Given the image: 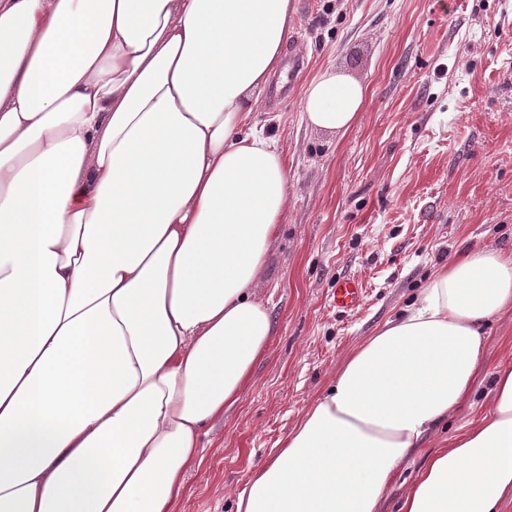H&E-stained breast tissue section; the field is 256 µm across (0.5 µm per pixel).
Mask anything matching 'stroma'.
I'll list each match as a JSON object with an SVG mask.
<instances>
[{
    "label": "stroma",
    "instance_id": "obj_1",
    "mask_svg": "<svg viewBox=\"0 0 512 512\" xmlns=\"http://www.w3.org/2000/svg\"><path fill=\"white\" fill-rule=\"evenodd\" d=\"M286 48L250 126L278 140L292 188L261 295L276 334L241 400L205 428L206 458L174 512H234V493L336 379L342 359L465 248L512 250V0H294ZM334 66L366 90L343 135L309 127L303 88ZM360 305L331 303L338 279ZM448 432L487 413L492 374L512 365V311ZM446 431V432H447Z\"/></svg>",
    "mask_w": 512,
    "mask_h": 512
}]
</instances>
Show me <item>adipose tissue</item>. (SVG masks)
Segmentation results:
<instances>
[{
  "label": "adipose tissue",
  "instance_id": "obj_1",
  "mask_svg": "<svg viewBox=\"0 0 512 512\" xmlns=\"http://www.w3.org/2000/svg\"><path fill=\"white\" fill-rule=\"evenodd\" d=\"M293 0H0V512H173L206 423L273 334L265 257L291 179L245 121L279 71ZM364 86L328 67L307 125L349 130ZM512 310V251L435 270L362 340L236 512H397L512 502V366L437 447L485 324ZM421 458L418 454L412 455L399 464L389 491L380 505L381 512H393L396 499L402 493V482L409 472L419 466Z\"/></svg>",
  "mask_w": 512,
  "mask_h": 512
}]
</instances>
